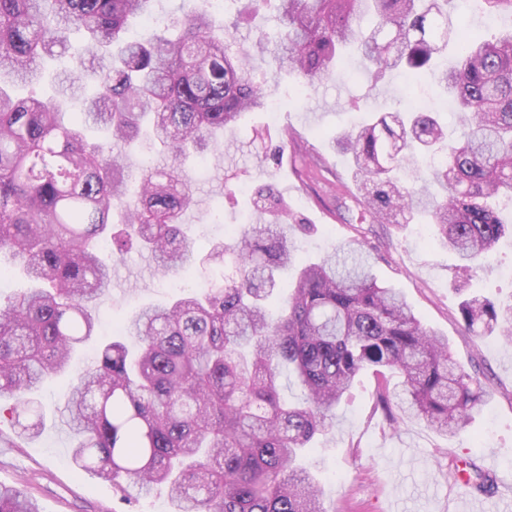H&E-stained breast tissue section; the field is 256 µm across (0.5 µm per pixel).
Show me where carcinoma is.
<instances>
[{
	"instance_id": "obj_1",
	"label": "carcinoma",
	"mask_w": 512,
	"mask_h": 512,
	"mask_svg": "<svg viewBox=\"0 0 512 512\" xmlns=\"http://www.w3.org/2000/svg\"><path fill=\"white\" fill-rule=\"evenodd\" d=\"M155 0H0V252L22 264L31 288L0 303V399H12L14 438L43 425L35 391L66 370L95 335L96 307L112 282L98 255L137 243L158 268L195 260L182 216L195 206L184 176L218 148L216 135L267 108L268 80L255 54L277 48L276 83L311 92L353 49L375 79L431 67L448 47L455 0H209L139 40L131 21L153 18ZM274 6L273 37L247 46L241 20ZM84 38V64L54 96L12 90L42 75L68 34ZM457 105L459 137L434 112H385L343 131L361 194L377 224L423 220L470 279L512 233V30L460 43L456 63L436 70ZM78 101L77 122L67 104ZM123 152L112 154V146ZM145 148L170 163L145 169L129 189V155ZM128 198L119 218L114 201ZM282 199L268 185L253 196L257 222L235 227L199 260L205 283L166 306H145L122 338L65 392L72 463L126 494L168 488L175 512H328L318 480L300 459L336 423L361 373L377 378L389 421L417 419L450 438L471 422L484 382L454 357L448 337L426 326L399 289L380 282L362 250L334 248L299 266L276 310L280 274L295 263ZM472 336L512 344V304L471 294L460 302ZM301 397L281 394L284 372ZM400 375L391 392L387 374ZM397 399L394 414L391 398ZM0 512H39L0 487Z\"/></svg>"
}]
</instances>
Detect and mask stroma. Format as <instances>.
<instances>
[{
    "label": "stroma",
    "mask_w": 512,
    "mask_h": 512,
    "mask_svg": "<svg viewBox=\"0 0 512 512\" xmlns=\"http://www.w3.org/2000/svg\"><path fill=\"white\" fill-rule=\"evenodd\" d=\"M452 20L455 31L489 40L512 29V11L504 8H459ZM269 94L279 102L277 119L264 111L245 113L225 130L216 153L186 170L196 204L183 222L198 253L222 241L225 226L253 223L256 188L274 185L288 205L285 232L298 258L314 259L366 238L377 279L399 288L424 323L447 336L455 359L488 387L485 405L460 436L450 439L416 419L390 424L376 406L373 376L363 373L335 428L309 455L328 512H456L462 499L475 495L455 481L459 460L489 473L496 491L512 490V345L493 336L464 335L459 316L465 293L512 303V280L501 274L512 267V234L499 241L459 292L451 285L455 257L435 244L428 225L362 224L356 212L337 201L355 192L337 130L356 125L365 111L414 108L424 99L443 112L453 131L458 125L453 103L426 78L410 91L396 71L373 81L353 52L316 92L297 99L273 87ZM201 281L199 267L164 274L151 255L130 250L112 264V287L99 306V337L113 336L114 324L142 306L168 303ZM66 384L54 379L40 390L45 417L37 437L0 448V485L31 496L39 512H173L166 489L125 499L111 483L72 464L73 437L63 422Z\"/></svg>",
    "instance_id": "1"
}]
</instances>
